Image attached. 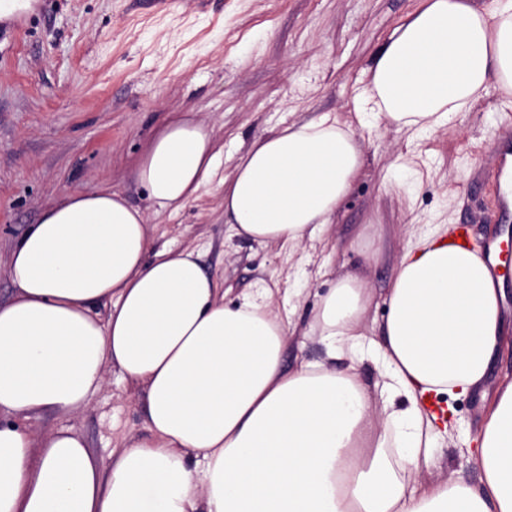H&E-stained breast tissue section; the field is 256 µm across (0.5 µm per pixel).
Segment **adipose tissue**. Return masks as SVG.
Listing matches in <instances>:
<instances>
[{
    "label": "adipose tissue",
    "mask_w": 512,
    "mask_h": 512,
    "mask_svg": "<svg viewBox=\"0 0 512 512\" xmlns=\"http://www.w3.org/2000/svg\"><path fill=\"white\" fill-rule=\"evenodd\" d=\"M358 124L326 112L270 132L224 180L235 236L278 249L327 231L362 166L359 127L416 139L496 86L512 102V0H422L367 70ZM221 150L169 120L133 170L172 213L210 184ZM145 212L112 189L69 192L12 248L0 303V512H512V382L471 455L479 487L426 479L448 438L438 403L482 386L512 344L494 255L435 224L409 241L375 351L373 397L337 355L363 351L372 295L341 277L310 326L327 359L289 370L273 289L229 302L195 250L153 249ZM107 307L106 317L94 308ZM144 394L149 436L91 456L69 429L22 418L76 411L108 369Z\"/></svg>",
    "instance_id": "obj_1"
}]
</instances>
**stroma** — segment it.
I'll return each instance as SVG.
<instances>
[{"instance_id":"1","label":"stroma","mask_w":512,"mask_h":512,"mask_svg":"<svg viewBox=\"0 0 512 512\" xmlns=\"http://www.w3.org/2000/svg\"><path fill=\"white\" fill-rule=\"evenodd\" d=\"M421 0H176L158 10L140 0H37L31 13L0 21V301L14 286L5 272L13 246L55 197L109 188L148 209L132 169L167 118L203 121L231 175L240 155L270 131L325 112L355 120L365 70L394 27ZM508 110L490 90L455 124L407 144L392 126L363 135V165L329 231L280 253L234 236L224 188L203 187L177 213H151L155 248L195 249L229 299L268 285L297 329L284 355L293 369L324 360L306 330L318 296L355 274L372 290L368 337L379 335L384 302L413 232L452 219L480 246L499 242L491 186L494 148ZM512 378V355L498 360L483 389L454 403V436L440 456L471 485L481 472L467 451L484 413V393ZM27 423L69 429L98 460L148 435L143 398L110 373L89 405L44 410Z\"/></svg>"}]
</instances>
